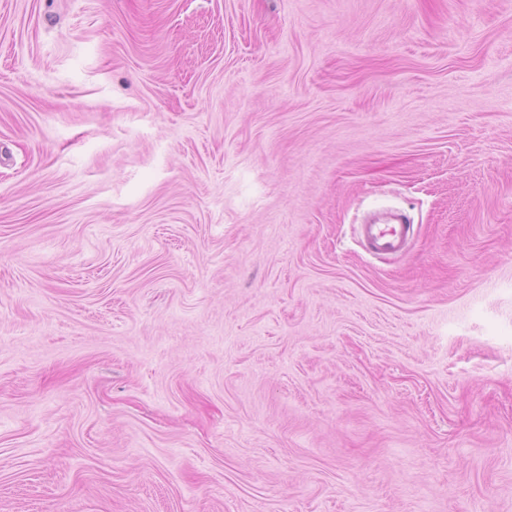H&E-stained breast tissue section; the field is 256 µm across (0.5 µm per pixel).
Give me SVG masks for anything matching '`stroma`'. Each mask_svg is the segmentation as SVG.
Wrapping results in <instances>:
<instances>
[{
    "label": "stroma",
    "instance_id": "1",
    "mask_svg": "<svg viewBox=\"0 0 512 512\" xmlns=\"http://www.w3.org/2000/svg\"><path fill=\"white\" fill-rule=\"evenodd\" d=\"M0 512H512V0H0ZM396 221L388 224H364L362 235L366 249L374 255L404 252L410 240L412 224L407 215L395 216Z\"/></svg>",
    "mask_w": 512,
    "mask_h": 512
}]
</instances>
